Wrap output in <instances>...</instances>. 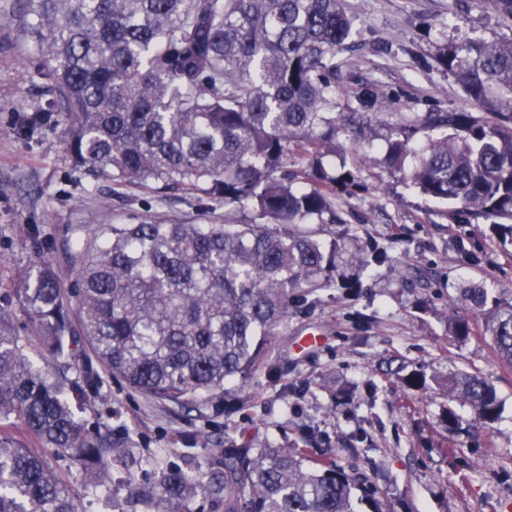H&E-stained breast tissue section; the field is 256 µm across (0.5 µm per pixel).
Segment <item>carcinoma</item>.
I'll use <instances>...</instances> for the list:
<instances>
[{
	"instance_id": "cac0c4a2",
	"label": "carcinoma",
	"mask_w": 512,
	"mask_h": 512,
	"mask_svg": "<svg viewBox=\"0 0 512 512\" xmlns=\"http://www.w3.org/2000/svg\"><path fill=\"white\" fill-rule=\"evenodd\" d=\"M0 13L34 43L31 78L67 125L74 167L246 212L222 224H99L73 242V297L45 241L19 288L26 334L0 309V422L18 418L27 439L69 455L83 476L74 485L0 426V512H83L85 498L113 496L124 450L75 416L69 393L98 382L92 363L74 366L78 347L152 400L202 402L255 369L292 292L331 288L377 253L357 247L334 202L336 178L353 173L322 169L353 123L336 113V54L353 21L345 0H12ZM439 62L481 114L418 113L390 129L386 161L448 214L512 236V39L445 44ZM43 123V110H21L13 132L31 138ZM307 224L335 230L326 240ZM466 296L512 366V301L488 308L483 288ZM448 396L486 424L500 416L477 374L449 377ZM218 465L207 480L169 467L141 496L151 512H189L205 493L224 497V512H358L362 501L381 512L375 492L331 460L229 447Z\"/></svg>"
}]
</instances>
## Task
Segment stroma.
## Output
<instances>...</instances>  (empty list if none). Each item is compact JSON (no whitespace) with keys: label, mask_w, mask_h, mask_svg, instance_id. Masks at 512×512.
Returning <instances> with one entry per match:
<instances>
[{"label":"stroma","mask_w":512,"mask_h":512,"mask_svg":"<svg viewBox=\"0 0 512 512\" xmlns=\"http://www.w3.org/2000/svg\"><path fill=\"white\" fill-rule=\"evenodd\" d=\"M353 35L340 53L336 109L365 115L386 106L368 138L421 112H471L475 105L442 69L443 44L512 38V21L492 0H346ZM31 47L0 22V292L16 290L34 252L32 227L51 240L58 278L75 271L65 249L77 225L220 224L224 209L203 195L160 194L138 186L92 191L65 149L66 131L48 116L34 139L12 131L15 112L44 105L32 82ZM336 204L377 263L355 287L292 295L258 368L195 406L159 403L108 372L73 408L85 426L124 449L133 467L117 477L155 483L170 463L209 471L226 441L288 448L306 460H335L377 489L384 512H512V368L483 334L482 318L461 299L473 285L512 301V240L484 220L449 217L443 205L405 184L370 149ZM467 320L468 336L452 331ZM493 383L503 406L491 425L451 402L449 376ZM424 374L426 388L407 384ZM466 418L448 427L449 413Z\"/></svg>","instance_id":"35a3bbf8"}]
</instances>
